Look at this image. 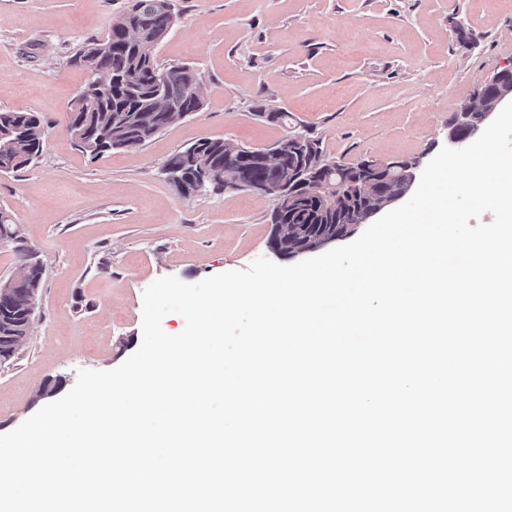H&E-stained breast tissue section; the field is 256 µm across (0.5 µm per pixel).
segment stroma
Instances as JSON below:
<instances>
[{
	"instance_id": "obj_1",
	"label": "stroma",
	"mask_w": 512,
	"mask_h": 512,
	"mask_svg": "<svg viewBox=\"0 0 512 512\" xmlns=\"http://www.w3.org/2000/svg\"><path fill=\"white\" fill-rule=\"evenodd\" d=\"M127 2L0 0V110L36 114L46 134L29 167L0 172V207L47 270L30 334L0 365V434L44 406L47 379L72 384L77 370H111L135 352L155 280L195 283L272 258L273 199L181 195L161 173L173 154L207 138L262 148L293 125L320 138L329 161L429 159L453 113L512 68L504 0H169L157 61L193 67L203 106L95 158L63 129L90 78L71 58L107 36ZM261 105L288 124L257 117Z\"/></svg>"
}]
</instances>
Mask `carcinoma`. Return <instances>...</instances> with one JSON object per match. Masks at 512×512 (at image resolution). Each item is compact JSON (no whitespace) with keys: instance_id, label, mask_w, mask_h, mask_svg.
I'll return each mask as SVG.
<instances>
[{"instance_id":"1","label":"carcinoma","mask_w":512,"mask_h":512,"mask_svg":"<svg viewBox=\"0 0 512 512\" xmlns=\"http://www.w3.org/2000/svg\"><path fill=\"white\" fill-rule=\"evenodd\" d=\"M171 15L160 7V0H130L116 17L102 40H91L74 56L73 62L87 67L91 60L96 74L79 93L87 100L96 121L111 132L112 141L90 151L97 158L116 148L144 144L161 130L179 122L181 115L196 112L200 102L193 95L198 86L194 68L187 65L161 67L156 49L169 33ZM0 126L17 130L14 145L0 152V165L17 172L28 167L40 154L45 130L38 116L30 112L0 110ZM301 136L306 146L288 144V151L276 162H269L250 148H242L248 162L244 170V189L275 196L283 188L288 170L303 171L316 180L341 185L340 204L330 206L318 196L299 201L289 212L293 231L284 240L285 249L299 251L315 247L327 237H344L349 225L374 209L388 194L405 187L403 172L408 161H398L389 177L372 176L373 184L363 188L357 180L363 176L360 163L333 162L320 171L325 161L321 141L311 142L308 131ZM167 163L193 176L203 177V191H224V170L231 165L226 143L220 138L199 141L175 153ZM28 332L27 315L18 302L0 303V338L24 336Z\"/></svg>"}]
</instances>
